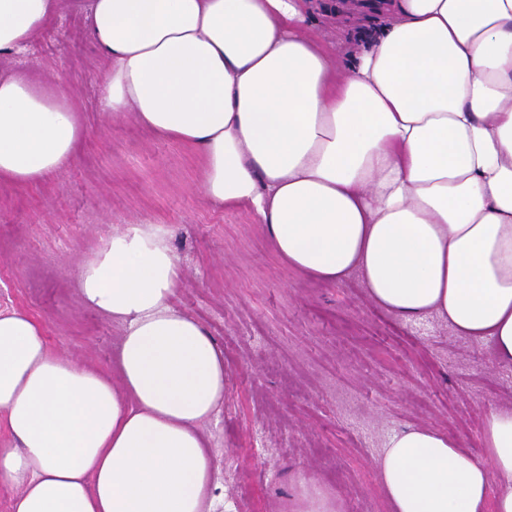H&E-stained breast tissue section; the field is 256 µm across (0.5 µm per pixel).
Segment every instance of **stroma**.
Returning a JSON list of instances; mask_svg holds the SVG:
<instances>
[{"mask_svg":"<svg viewBox=\"0 0 512 512\" xmlns=\"http://www.w3.org/2000/svg\"><path fill=\"white\" fill-rule=\"evenodd\" d=\"M306 4V28L334 42L348 70L392 17L382 0ZM108 67L68 9L0 59V71L69 88L88 130L67 169L24 188L0 182V309L40 320L53 351L111 370L120 327L82 305L78 268L130 225L165 231L179 267L172 304L224 354V403L203 432L231 512H289L299 474L340 512H390L378 461L409 427L480 452L484 413L512 402V366L436 317L401 321L357 277L324 285L288 267L249 210L202 196L196 151L105 112Z\"/></svg>","mask_w":512,"mask_h":512,"instance_id":"35a3bbf8","label":"stroma"}]
</instances>
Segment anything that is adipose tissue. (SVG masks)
Listing matches in <instances>:
<instances>
[{
    "instance_id": "ef3b65f1",
    "label": "adipose tissue",
    "mask_w": 512,
    "mask_h": 512,
    "mask_svg": "<svg viewBox=\"0 0 512 512\" xmlns=\"http://www.w3.org/2000/svg\"><path fill=\"white\" fill-rule=\"evenodd\" d=\"M109 63L106 111L198 150L212 204L245 207L289 267L358 275L405 322L432 315L512 365V0H395L342 73L300 0H80ZM63 0H0V56ZM67 88L0 74V181L28 186L79 155ZM177 260L137 224L79 268L82 304L122 328L111 371L76 365L42 324L0 310V485L10 512H216L200 426L224 356L171 303ZM484 457L424 427L379 460L392 512H512V407L483 418Z\"/></svg>"
}]
</instances>
